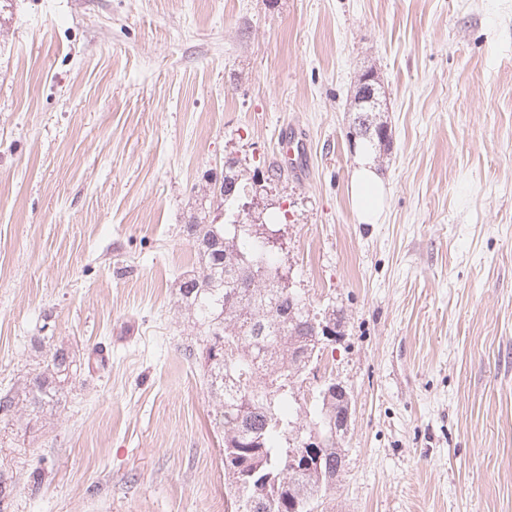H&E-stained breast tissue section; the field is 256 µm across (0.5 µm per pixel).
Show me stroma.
<instances>
[{
  "instance_id": "obj_1",
  "label": "stroma",
  "mask_w": 512,
  "mask_h": 512,
  "mask_svg": "<svg viewBox=\"0 0 512 512\" xmlns=\"http://www.w3.org/2000/svg\"><path fill=\"white\" fill-rule=\"evenodd\" d=\"M369 70L391 143L362 224ZM230 157L280 170L278 263L345 316L299 391L352 398L318 512H512V0H0V392L78 366L0 421V512H230L177 295ZM349 193L358 222L377 223L383 211L385 195L383 182L370 165L360 163L354 170ZM72 362L67 361L64 354L55 355L52 364H47L42 371L34 374L20 391L19 388L16 391L10 389L0 395V416L13 420L20 401L28 402L34 408L55 403L60 383L66 380Z\"/></svg>"
}]
</instances>
